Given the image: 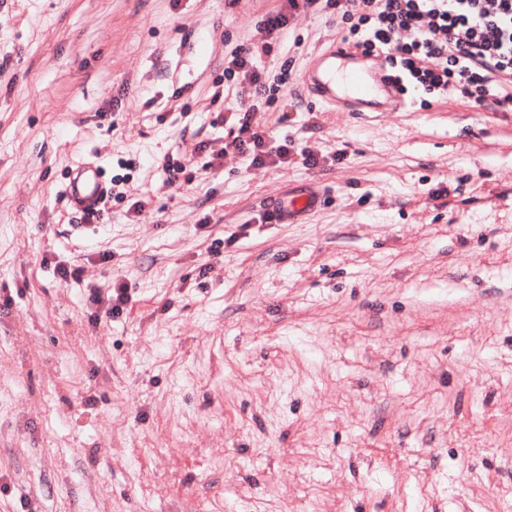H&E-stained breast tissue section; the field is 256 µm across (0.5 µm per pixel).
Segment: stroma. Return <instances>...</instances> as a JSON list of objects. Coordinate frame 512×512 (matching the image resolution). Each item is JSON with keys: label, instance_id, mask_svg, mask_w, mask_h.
<instances>
[{"label": "stroma", "instance_id": "1", "mask_svg": "<svg viewBox=\"0 0 512 512\" xmlns=\"http://www.w3.org/2000/svg\"><path fill=\"white\" fill-rule=\"evenodd\" d=\"M278 11L267 74L341 39L289 0H0V512H512V112L296 81L255 119L320 166L249 165L224 61ZM89 162L141 211L72 224ZM187 166L180 159L168 157L164 164V171L167 175L166 181L170 187L180 189L193 179L192 175L186 174ZM322 196L315 190L304 188L288 197L269 200L270 210L281 216L280 222L294 221L321 206Z\"/></svg>", "mask_w": 512, "mask_h": 512}]
</instances>
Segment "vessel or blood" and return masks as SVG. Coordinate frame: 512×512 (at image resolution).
Returning <instances> with one entry per match:
<instances>
[{
	"mask_svg": "<svg viewBox=\"0 0 512 512\" xmlns=\"http://www.w3.org/2000/svg\"><path fill=\"white\" fill-rule=\"evenodd\" d=\"M358 80L365 88L366 97L349 96L339 98L337 83ZM302 80L320 103L333 107L339 102L351 106H361L365 102H384L385 106L396 110L403 101L390 81L388 70L382 64L364 65L351 51L345 48L333 49L319 55L305 67ZM105 192L101 170L96 165L78 167L71 175L65 194L71 206L81 209L95 208ZM321 205L320 194L312 189H300L285 198H274L269 206L282 220L294 221Z\"/></svg>",
	"mask_w": 512,
	"mask_h": 512,
	"instance_id": "b4317fda",
	"label": "vessel or blood"
}]
</instances>
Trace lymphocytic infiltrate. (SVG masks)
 I'll return each mask as SVG.
<instances>
[{
    "mask_svg": "<svg viewBox=\"0 0 512 512\" xmlns=\"http://www.w3.org/2000/svg\"><path fill=\"white\" fill-rule=\"evenodd\" d=\"M303 7L340 20L343 40L361 56L382 62L396 90L426 95L459 94L473 106L512 110V0H301ZM283 13L266 16L258 39L235 48L224 75L236 79L239 103L227 146L253 165L287 162L294 147L255 121L261 108L294 79L289 66L274 78L260 67L272 55Z\"/></svg>",
    "mask_w": 512,
    "mask_h": 512,
    "instance_id": "f902f5d3",
    "label": "lymphocytic infiltrate"
}]
</instances>
